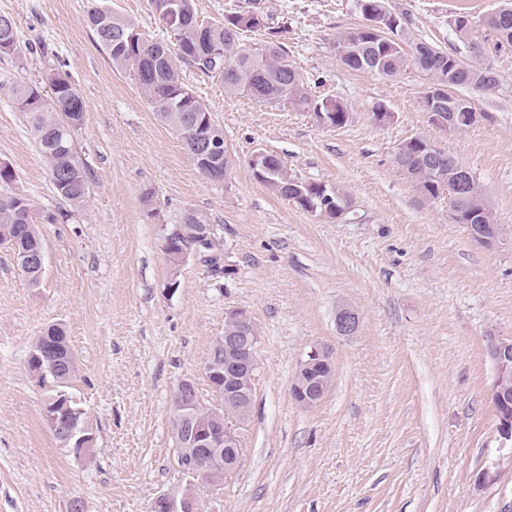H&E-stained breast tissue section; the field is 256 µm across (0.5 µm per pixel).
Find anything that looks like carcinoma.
Returning a JSON list of instances; mask_svg holds the SVG:
<instances>
[{"label":"carcinoma","mask_w":512,"mask_h":512,"mask_svg":"<svg viewBox=\"0 0 512 512\" xmlns=\"http://www.w3.org/2000/svg\"><path fill=\"white\" fill-rule=\"evenodd\" d=\"M155 15L176 41L177 52L168 43L157 40L142 31L135 21L122 17L105 5L94 8L87 16V23L96 42L113 67L132 76L140 96L156 112L160 119L178 135L201 174L208 169H219L227 174L228 157L224 151V131L208 114L207 107L184 84L181 68L192 65L201 72L220 80L224 92L244 94L252 99L273 104L281 101L309 114L326 113L333 123H343L342 115L347 107L332 98L316 99L309 92L302 73L291 63L287 46L280 41L278 32L269 30L267 22L259 20L253 10H238L224 15L217 21H209L198 15L194 0H157ZM467 14L455 16V31L459 37L476 42H492L496 49L512 47V36L502 41L496 18L489 19L482 29L467 25ZM267 32L266 40L255 47L243 42L247 32ZM406 17L390 15L386 29L374 33L361 26L341 33L336 38L342 50L338 62L356 71H369L384 78H393L412 64L422 71L427 87L446 83L452 95L432 109L435 115L451 121L459 128H469L468 121L473 96L480 93L485 83L484 74L498 80L497 73L489 64L472 65L457 55L427 42H417L405 51ZM20 38L14 19L0 14V55L18 52ZM43 81L52 89V96L45 98L38 86L26 82H14L10 96L18 111L22 112L32 135L48 166L56 193L74 204L84 205L90 196V178L87 168L79 162L74 148V135L84 121L85 103L62 66L46 69ZM194 114L203 123L208 143L216 151L204 158L194 143L183 136V117ZM426 139L416 136L400 146L402 152H394V166L410 178L416 191L428 200H436L443 194H451L456 180V170L448 166V150L441 149V161L432 166L423 159L421 145ZM268 169L260 182L280 197L294 203L307 212L325 213L336 219L338 215L320 208V198L332 197L338 209L349 207L347 193L340 187L311 183L303 188V180L288 174L284 162L269 153L263 159ZM14 176L10 168L0 165V241L14 240L12 253L21 254L43 249L38 230L34 202L11 187ZM467 196L462 202L448 201V208L464 209L480 201L492 210L477 180L467 185ZM186 227L175 230L169 237V252L177 253L185 247L198 249L202 262L209 273L222 276L226 268L216 252L214 239L203 240L186 235L187 225L201 229L205 219L189 213L185 216ZM31 351L37 354V362L44 368L46 379L55 383L48 399L68 387L77 376L78 367L74 353L63 329L52 326L36 338Z\"/></svg>","instance_id":"1"}]
</instances>
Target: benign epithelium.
I'll use <instances>...</instances> for the list:
<instances>
[{
    "label": "benign epithelium",
    "mask_w": 512,
    "mask_h": 512,
    "mask_svg": "<svg viewBox=\"0 0 512 512\" xmlns=\"http://www.w3.org/2000/svg\"><path fill=\"white\" fill-rule=\"evenodd\" d=\"M226 322L232 332L219 336L216 341L224 347V360H207L204 370L212 388L216 389L217 404L210 407L215 416L224 421L214 424L198 416L200 399L197 387L191 380H183L174 394V409L187 420L186 431L180 436L181 447L191 455L184 461L189 483L181 497L162 494L150 506L151 512H197L198 491L213 486L210 464L224 462V474L233 473L240 465L241 448L237 427L248 418L255 390L257 346L259 332L250 315L242 309L226 313ZM360 324L359 313L350 306L336 312V329L339 334H354ZM488 354L495 370L492 396L497 406V432L502 442H512V401L499 390L505 380L512 378V342L488 337ZM333 367L330 352L314 346L300 363L291 385L293 400L302 407L311 408L326 394L323 371ZM66 445L78 458L88 456L94 447L95 436L90 424H83L79 414H74L65 434Z\"/></svg>",
    "instance_id": "benign-epithelium-1"
}]
</instances>
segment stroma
Masks as SVG:
<instances>
[{
	"label": "stroma",
	"instance_id": "1",
	"mask_svg": "<svg viewBox=\"0 0 512 512\" xmlns=\"http://www.w3.org/2000/svg\"><path fill=\"white\" fill-rule=\"evenodd\" d=\"M103 1L169 40L150 0H0L21 38L19 52L0 55V82L37 84L64 64L86 106L74 144L91 175L85 206L58 196L22 112L0 91V163L37 208L60 216L39 227L38 286L0 248V512H67L75 498L85 512H150L156 496L181 495L172 395L189 378L212 400L204 365L232 309L259 331L255 396L239 429L240 466L201 490V512H506L512 450L499 441L487 338L512 341V242H474L447 199H423L393 164L412 136L448 149L512 230V47H471L452 24L500 0H386L408 17L407 42L499 76L475 100L480 121L452 135L428 123L427 79L415 66L385 79L337 62V35L363 23L354 0H196L207 19L260 11L283 28L312 94L353 115L324 128L184 66L185 84L224 131L221 183L199 173L97 47L86 16ZM378 110L392 120L377 124ZM259 151L297 178L342 187L349 212L326 219L273 194L250 168ZM190 211L212 224L231 275L212 276L193 254L176 269L167 262L165 238ZM343 305L360 316L350 336L336 330ZM52 325L77 359L69 392L96 436L86 460L55 440L43 416L49 389L29 372L32 343ZM317 345L332 354L334 381L303 408L290 388Z\"/></svg>",
	"mask_w": 512,
	"mask_h": 512
}]
</instances>
